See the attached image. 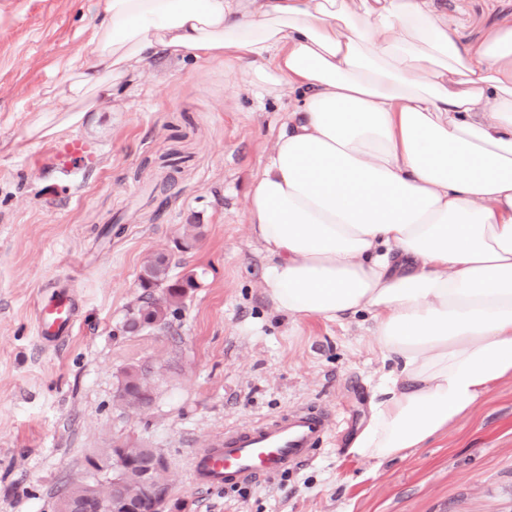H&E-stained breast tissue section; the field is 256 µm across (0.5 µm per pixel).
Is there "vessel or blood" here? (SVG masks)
<instances>
[{
    "label": "vessel or blood",
    "mask_w": 512,
    "mask_h": 512,
    "mask_svg": "<svg viewBox=\"0 0 512 512\" xmlns=\"http://www.w3.org/2000/svg\"><path fill=\"white\" fill-rule=\"evenodd\" d=\"M97 156L96 144L77 136L52 144L47 162L64 169L76 165L90 168ZM36 315L42 339L57 345L71 333L75 305L61 294L37 307ZM333 425L334 418L327 410L302 407L255 425L228 429L194 457L192 471L199 484L206 486L254 484L306 461Z\"/></svg>",
    "instance_id": "1"
}]
</instances>
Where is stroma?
<instances>
[{
  "mask_svg": "<svg viewBox=\"0 0 512 512\" xmlns=\"http://www.w3.org/2000/svg\"><path fill=\"white\" fill-rule=\"evenodd\" d=\"M505 12L512 0H448L464 42ZM100 20L99 0H0V512H56L85 458L118 439L166 457L186 512H512V379L406 458L354 456L382 370L370 321L296 323L264 296L245 199L288 91L261 92L218 61L159 57L66 124L49 91L90 59ZM42 125L96 142L95 167L40 162ZM188 224L201 235L182 252ZM159 253L197 286L169 332L127 333L142 266ZM61 288L77 321L47 349L35 308ZM134 365L155 394L138 412L113 399ZM302 405L338 419L311 461L239 489L195 483L191 457L225 429Z\"/></svg>",
  "mask_w": 512,
  "mask_h": 512,
  "instance_id": "stroma-1",
  "label": "stroma"
}]
</instances>
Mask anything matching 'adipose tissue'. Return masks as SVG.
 Here are the masks:
<instances>
[{"label": "adipose tissue", "mask_w": 512, "mask_h": 512, "mask_svg": "<svg viewBox=\"0 0 512 512\" xmlns=\"http://www.w3.org/2000/svg\"><path fill=\"white\" fill-rule=\"evenodd\" d=\"M100 5L51 111H94L159 56L294 94L246 217L274 309L369 316L393 364L352 454L405 457L512 379V14L467 46L447 0Z\"/></svg>", "instance_id": "ef3b65f1"}]
</instances>
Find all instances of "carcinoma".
Segmentation results:
<instances>
[{"instance_id": "1", "label": "carcinoma", "mask_w": 512, "mask_h": 512, "mask_svg": "<svg viewBox=\"0 0 512 512\" xmlns=\"http://www.w3.org/2000/svg\"><path fill=\"white\" fill-rule=\"evenodd\" d=\"M139 286L143 289V297L133 316L151 323L153 331H164L170 327V316L181 309L189 290L196 287V281L191 274L180 278L173 276L170 258L161 260L154 256L144 263ZM138 375L139 371L135 368L124 370L115 395V400L122 407L132 411L148 407L154 397L153 387L147 379L139 388L131 386L130 381ZM90 486L97 487L99 495L104 500L112 498L117 492H124L135 496L141 512H155L156 504L165 496L168 489L167 469H162L156 475L152 489L147 491L143 490L132 476L118 489L110 476L102 482L94 476L87 475L73 483L65 492V496L79 500Z\"/></svg>"}]
</instances>
